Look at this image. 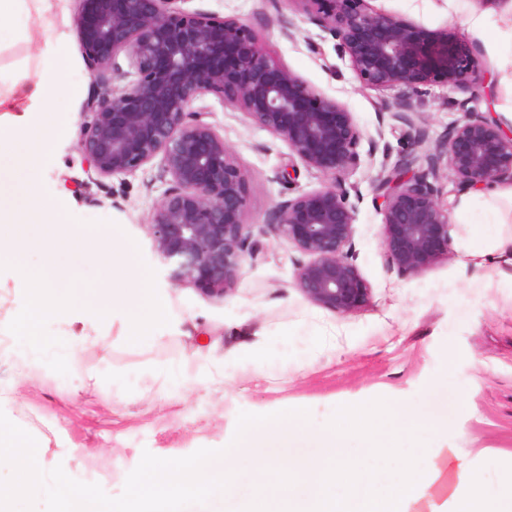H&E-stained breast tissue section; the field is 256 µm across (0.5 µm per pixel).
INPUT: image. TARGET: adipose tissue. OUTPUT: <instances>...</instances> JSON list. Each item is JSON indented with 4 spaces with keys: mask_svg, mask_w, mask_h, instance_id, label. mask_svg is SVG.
Segmentation results:
<instances>
[{
    "mask_svg": "<svg viewBox=\"0 0 512 512\" xmlns=\"http://www.w3.org/2000/svg\"><path fill=\"white\" fill-rule=\"evenodd\" d=\"M45 0H0V22H12L21 36L54 44V61L46 76L26 91L0 94V112L16 113L14 121H0V141L14 142L6 165L16 175L32 174L52 149L49 123H61L59 99L77 94L71 81L68 44L45 16ZM512 28V0H490L473 9L468 28L482 36L492 53L512 56V43L491 31L492 19ZM483 206L475 208L470 196H462L454 214L457 224H498L502 210L512 207V184H495L482 192ZM65 212L45 205L36 186H29L20 205H0V264L25 272L24 255L32 249L47 253L46 271L32 285L29 310L20 321L31 347L41 341L39 324L47 316L71 311L74 300L59 284L62 276L58 254L81 255L88 245L84 234L61 232ZM96 319H109L121 311L130 326L131 338L156 322L166 304L162 297L139 288L120 294L101 291L93 304ZM342 425L332 429H310L306 411L270 410L261 415L245 414L241 427L229 440V452L204 461L163 465L145 460L127 503L120 508L99 500L83 486L51 477H39L32 454L36 440L24 429L0 419V466L22 475L18 485L0 483V512H14L22 496L50 500L51 512H159L161 503L177 506L187 495L230 496L237 487L236 455L253 448H291L292 461L258 457L250 476L258 491L245 502V512H408L410 501L421 498L445 472L456 475L447 499L433 504L430 512H512V479L496 493H488L482 479L466 464L456 462L452 449L419 447L398 455L400 434L426 432L441 438L448 430L447 417L419 414L405 401L396 399L369 404L343 413Z\"/></svg>",
    "mask_w": 512,
    "mask_h": 512,
    "instance_id": "obj_1",
    "label": "adipose tissue"
}]
</instances>
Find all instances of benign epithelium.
<instances>
[{"label": "benign epithelium", "mask_w": 512, "mask_h": 512, "mask_svg": "<svg viewBox=\"0 0 512 512\" xmlns=\"http://www.w3.org/2000/svg\"><path fill=\"white\" fill-rule=\"evenodd\" d=\"M75 26L91 69L103 76L125 55L134 79L120 93L108 86L87 104L78 142L87 172L133 175L156 157L169 177L148 223L155 251L176 263L172 277L205 297L224 298L254 259L245 177L230 147L192 105L207 95L242 111L288 142L308 167L329 180L278 206V231L308 257L295 284L334 313L354 312L371 288L354 263L357 210L339 177L360 164L362 134L346 106L311 89L274 61L247 25L188 11L180 0H77ZM348 57L361 84L401 87L418 96L434 84L450 90L484 85L469 42L434 33L367 0H301ZM446 168L458 190L512 182V134L487 119L466 118L448 132ZM407 154L375 184L383 214V256L400 275L422 273L451 256L449 205L438 185L437 158L416 168Z\"/></svg>", "instance_id": "benign-epithelium-1"}]
</instances>
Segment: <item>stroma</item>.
Returning a JSON list of instances; mask_svg holds the SVG:
<instances>
[{
    "label": "stroma",
    "mask_w": 512,
    "mask_h": 512,
    "mask_svg": "<svg viewBox=\"0 0 512 512\" xmlns=\"http://www.w3.org/2000/svg\"><path fill=\"white\" fill-rule=\"evenodd\" d=\"M475 0H369L372 8L424 28L468 40L493 88L447 90L436 85L416 97L404 89L365 88L339 53L335 38L301 0H185L184 9L233 18L250 26L263 47L316 92L343 103L364 141L377 142L341 182L361 201L355 217V264L371 289L363 308L338 314L296 288L301 254L278 233V205L321 188L325 177L307 167L288 143L254 126L216 96L197 101L240 165L248 189L246 223L255 262L246 265L224 299L201 296L170 278L153 248L148 217L166 187L160 161L126 177L89 179L78 150L89 119L86 104L99 90L74 16L76 0H52V14L70 42L73 74L83 91L61 100L69 124L33 178L44 199L68 210L69 226L89 239L88 251L65 256L75 287L68 318L43 319L40 347L27 346L17 320L29 290L9 265L0 266V415L41 442L49 474L88 484L100 499L125 501L144 460L179 463L224 451L244 414L300 406L311 429L334 423L339 409L390 399L448 416V445L483 474L488 490L512 479V258L495 251L512 238V223L454 224L452 254L416 275L390 271L381 239L383 216L374 182L400 155H440L450 127L464 115L504 120L512 108L502 72L466 12ZM52 49L17 38L0 26V74L35 81ZM467 102L468 112L457 108ZM289 179H282L284 168ZM109 238L132 250L133 272L112 279L95 250ZM143 286L162 296L161 320L131 340L127 321L113 313L96 337L71 350L70 335L92 322L88 301L106 285ZM237 489L229 498H189L183 512H240L254 493L251 460H236Z\"/></svg>",
    "instance_id": "1"
}]
</instances>
